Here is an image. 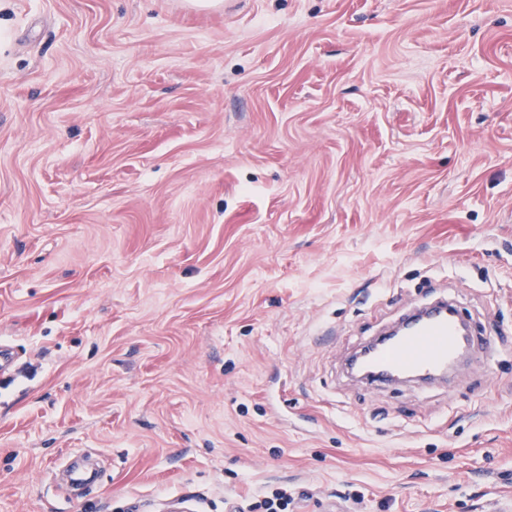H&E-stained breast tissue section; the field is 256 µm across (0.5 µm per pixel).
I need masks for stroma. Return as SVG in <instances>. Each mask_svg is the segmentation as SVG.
Returning a JSON list of instances; mask_svg holds the SVG:
<instances>
[{
	"instance_id": "35a3bbf8",
	"label": "stroma",
	"mask_w": 512,
	"mask_h": 512,
	"mask_svg": "<svg viewBox=\"0 0 512 512\" xmlns=\"http://www.w3.org/2000/svg\"><path fill=\"white\" fill-rule=\"evenodd\" d=\"M6 4L0 512H512V0ZM441 302V303H440ZM440 302L416 307L403 314L399 320L408 318L421 310H434L438 317L422 324L398 340L379 346L368 362V369L380 371L379 375L363 384L371 387L389 386V378L380 376L390 373L399 376L419 375L416 382L433 383L446 381L444 376H434L448 365L457 353L458 336L455 319L448 312L463 318L454 301L445 298ZM407 315V316H406ZM398 320V321H399ZM288 493L273 492L250 505L251 512H286L288 509Z\"/></svg>"
}]
</instances>
